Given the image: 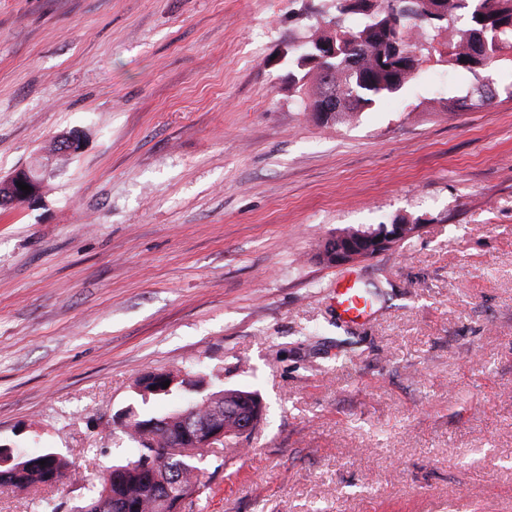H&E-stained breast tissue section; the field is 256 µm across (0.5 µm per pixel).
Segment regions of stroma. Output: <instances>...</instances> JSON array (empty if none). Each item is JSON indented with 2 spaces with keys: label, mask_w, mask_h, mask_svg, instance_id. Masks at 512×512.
<instances>
[{
  "label": "stroma",
  "mask_w": 512,
  "mask_h": 512,
  "mask_svg": "<svg viewBox=\"0 0 512 512\" xmlns=\"http://www.w3.org/2000/svg\"><path fill=\"white\" fill-rule=\"evenodd\" d=\"M331 0H0V176L53 136L81 153L0 210V443L74 481L135 445L112 425L151 371L260 393L185 512H512V97L451 114L473 75L429 61L350 124L304 112L274 56ZM418 221L328 266L346 227ZM370 292L354 323L341 279Z\"/></svg>",
  "instance_id": "obj_1"
}]
</instances>
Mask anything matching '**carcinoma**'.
Wrapping results in <instances>:
<instances>
[{
  "mask_svg": "<svg viewBox=\"0 0 512 512\" xmlns=\"http://www.w3.org/2000/svg\"><path fill=\"white\" fill-rule=\"evenodd\" d=\"M443 31L448 32V41L439 43L434 52L448 68L476 75L487 70L489 59L494 67L512 66V0H336L334 26L288 45L282 59L294 85L313 88L312 96L300 98L304 111L330 113L332 123L349 124L359 113L414 83L425 62L423 51ZM496 97L491 85L481 84L463 97H449L446 111L458 112L473 99L491 103ZM137 385L159 400L175 391L164 389L163 375L156 372L144 375ZM211 394L214 399L194 401L182 411L202 424L218 413L230 418L248 404L252 418L257 422L262 418V401L254 391L221 388ZM131 415L130 431L124 436L139 445L142 459L161 456L171 437L184 435L176 410L133 411ZM153 420L164 424L158 439L138 431L141 423ZM170 466L169 496L135 468L124 472V483L109 487L101 479L85 477L82 508L86 512H183L179 488L199 484L200 461L179 458ZM66 470L63 458L44 454L10 470L0 469V485L27 490L45 484L50 473Z\"/></svg>",
  "mask_w": 512,
  "mask_h": 512,
  "instance_id": "cac0c4a2",
  "label": "carcinoma"
}]
</instances>
